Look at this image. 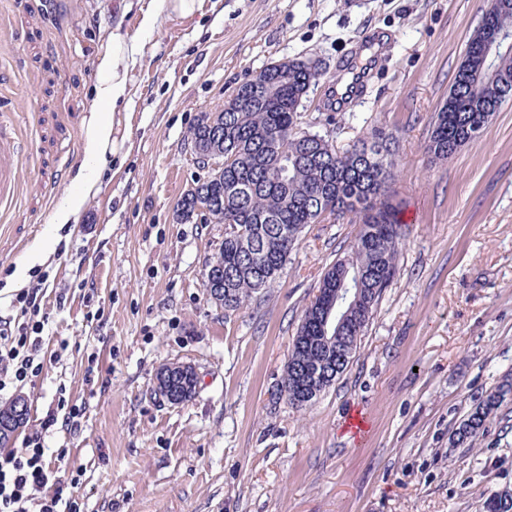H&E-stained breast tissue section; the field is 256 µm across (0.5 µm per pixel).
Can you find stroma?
<instances>
[{"instance_id": "stroma-1", "label": "stroma", "mask_w": 512, "mask_h": 512, "mask_svg": "<svg viewBox=\"0 0 512 512\" xmlns=\"http://www.w3.org/2000/svg\"><path fill=\"white\" fill-rule=\"evenodd\" d=\"M486 0H205L141 32L124 0H0V119L20 131V190L0 210V319L22 288L45 291L42 374L0 390L28 401L21 448L58 386L85 408L49 449L82 468L84 512H485L512 490V400L471 448L455 427L512 375V104L445 162L425 150ZM140 34L130 100L112 114V154L77 223L54 209L82 161L91 58L109 30ZM322 75L305 130L345 146L398 138L394 204L404 239L344 374L309 408L278 392L301 316L351 224L303 234L284 270L235 312L201 274L224 227L182 222L177 203L208 171L187 138L202 112L271 63ZM23 281H16V273ZM191 364L194 397L163 402L155 375ZM368 423L364 436L351 416Z\"/></svg>"}]
</instances>
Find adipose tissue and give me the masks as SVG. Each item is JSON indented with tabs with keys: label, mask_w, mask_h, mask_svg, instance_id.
I'll use <instances>...</instances> for the list:
<instances>
[{
	"label": "adipose tissue",
	"mask_w": 512,
	"mask_h": 512,
	"mask_svg": "<svg viewBox=\"0 0 512 512\" xmlns=\"http://www.w3.org/2000/svg\"><path fill=\"white\" fill-rule=\"evenodd\" d=\"M141 50L138 35L117 28L104 47L95 52V84L86 101L90 121L81 145L83 162L71 179L72 191L53 213V223H76L89 197L97 193L112 146V111L129 94L127 73L135 65Z\"/></svg>",
	"instance_id": "obj_1"
}]
</instances>
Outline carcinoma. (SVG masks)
I'll return each instance as SVG.
<instances>
[{"instance_id":"cac0c4a2","label":"carcinoma","mask_w":512,"mask_h":512,"mask_svg":"<svg viewBox=\"0 0 512 512\" xmlns=\"http://www.w3.org/2000/svg\"><path fill=\"white\" fill-rule=\"evenodd\" d=\"M503 33H512V4L486 9L468 41L448 97L435 113L427 141L434 161L453 157L477 138L492 116L512 102V51L504 48L492 65L506 80L497 93L475 81L483 67L485 46ZM275 62L240 84L218 112H201L188 139L205 146L220 134L224 167L210 169L178 203L181 218L201 211L224 225V244L207 268L224 272V309L236 311L252 294L267 287L288 263L301 234L320 217L348 219L358 226L350 250L324 272L319 289L333 292L349 282L354 293L336 303V322L329 335L345 344L335 347L316 339L319 313L306 308L288 354L281 381L290 391L313 374L330 371L341 376L360 349L361 337L384 292L399 271L402 228L390 199L394 180L396 139L374 130L338 147L328 136L299 128L303 100L320 78L318 68L299 59L288 61V77ZM169 392L180 403L193 398L195 380L178 374ZM512 400V381L505 380L487 394L455 428L456 447L475 446L488 417ZM512 492L504 490L486 501V512H512Z\"/></svg>"}]
</instances>
